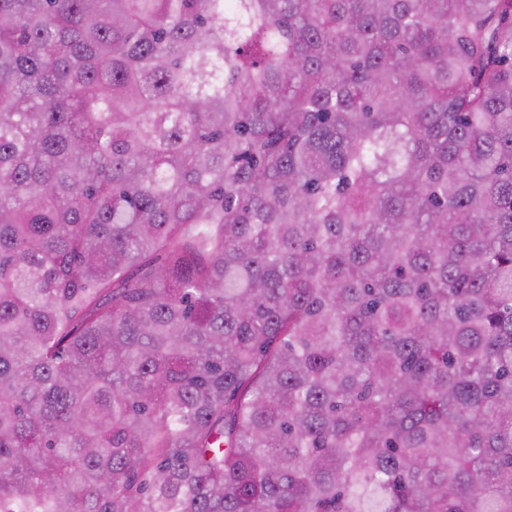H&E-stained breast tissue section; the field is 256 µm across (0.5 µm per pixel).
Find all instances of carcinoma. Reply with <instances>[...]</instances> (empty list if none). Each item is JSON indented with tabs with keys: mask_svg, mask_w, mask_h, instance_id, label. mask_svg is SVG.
Returning <instances> with one entry per match:
<instances>
[{
	"mask_svg": "<svg viewBox=\"0 0 512 512\" xmlns=\"http://www.w3.org/2000/svg\"><path fill=\"white\" fill-rule=\"evenodd\" d=\"M0 512H512V0H0Z\"/></svg>",
	"mask_w": 512,
	"mask_h": 512,
	"instance_id": "cac0c4a2",
	"label": "carcinoma"
}]
</instances>
